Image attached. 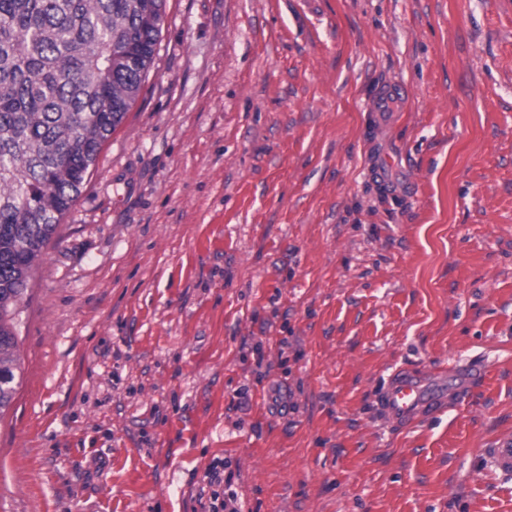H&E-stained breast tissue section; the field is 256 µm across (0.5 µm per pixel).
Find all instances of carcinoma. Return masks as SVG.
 I'll return each instance as SVG.
<instances>
[{"label":"carcinoma","instance_id":"carcinoma-1","mask_svg":"<svg viewBox=\"0 0 512 512\" xmlns=\"http://www.w3.org/2000/svg\"><path fill=\"white\" fill-rule=\"evenodd\" d=\"M165 0H0V412L29 273L158 54Z\"/></svg>","mask_w":512,"mask_h":512}]
</instances>
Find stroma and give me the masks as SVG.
Returning <instances> with one entry per match:
<instances>
[{
    "label": "stroma",
    "instance_id": "stroma-1",
    "mask_svg": "<svg viewBox=\"0 0 512 512\" xmlns=\"http://www.w3.org/2000/svg\"><path fill=\"white\" fill-rule=\"evenodd\" d=\"M21 310L0 512H200L217 457L243 512H512V0H166ZM477 378V372L466 377L455 369L447 372L403 368L388 378L375 401L387 419L406 426L444 410L448 405V384L454 385L458 398H463ZM487 464L503 474L512 473V437L499 439L493 448H485Z\"/></svg>",
    "mask_w": 512,
    "mask_h": 512
}]
</instances>
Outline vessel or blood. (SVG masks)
<instances>
[{"label": "vessel or blood", "instance_id": "1", "mask_svg": "<svg viewBox=\"0 0 512 512\" xmlns=\"http://www.w3.org/2000/svg\"><path fill=\"white\" fill-rule=\"evenodd\" d=\"M474 381V376L455 370L403 368L388 378L375 401L387 419L406 426L444 410L449 393L465 397ZM485 459L494 470L511 474L512 437L500 439L494 447L486 449Z\"/></svg>", "mask_w": 512, "mask_h": 512}]
</instances>
